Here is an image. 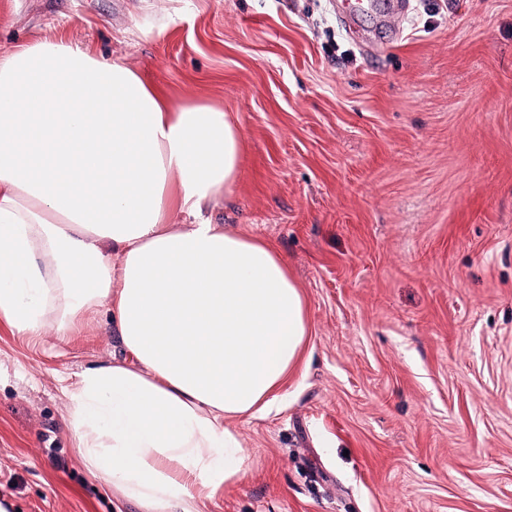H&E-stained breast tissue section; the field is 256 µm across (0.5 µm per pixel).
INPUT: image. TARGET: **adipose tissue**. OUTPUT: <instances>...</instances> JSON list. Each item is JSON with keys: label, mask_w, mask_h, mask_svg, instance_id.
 I'll return each mask as SVG.
<instances>
[{"label": "adipose tissue", "mask_w": 512, "mask_h": 512, "mask_svg": "<svg viewBox=\"0 0 512 512\" xmlns=\"http://www.w3.org/2000/svg\"><path fill=\"white\" fill-rule=\"evenodd\" d=\"M240 142L222 109L79 44L0 54V320L67 342L109 313L123 354L64 386L69 427L88 477L144 512L244 477L231 422L281 402L310 331L278 248L204 216Z\"/></svg>", "instance_id": "adipose-tissue-1"}]
</instances>
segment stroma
Segmentation results:
<instances>
[{"instance_id": "1", "label": "stroma", "mask_w": 512, "mask_h": 512, "mask_svg": "<svg viewBox=\"0 0 512 512\" xmlns=\"http://www.w3.org/2000/svg\"><path fill=\"white\" fill-rule=\"evenodd\" d=\"M0 0V53L54 39L230 112L214 223L272 241L307 301L288 402L234 419L205 512H512V0ZM0 322V503L142 512L89 482L64 380L120 353Z\"/></svg>"}]
</instances>
